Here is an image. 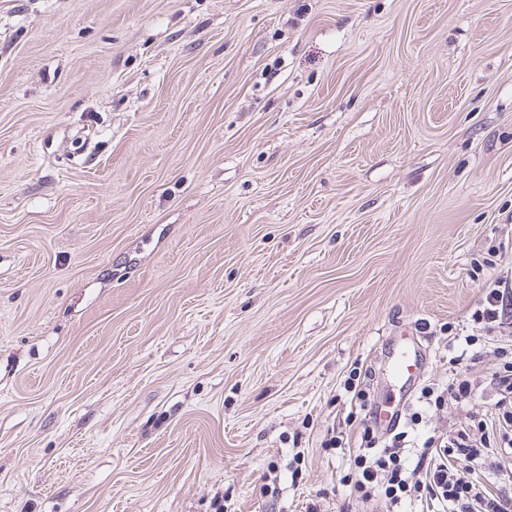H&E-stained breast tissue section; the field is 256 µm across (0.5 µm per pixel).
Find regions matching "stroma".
I'll use <instances>...</instances> for the list:
<instances>
[{
  "mask_svg": "<svg viewBox=\"0 0 512 512\" xmlns=\"http://www.w3.org/2000/svg\"><path fill=\"white\" fill-rule=\"evenodd\" d=\"M505 281L512 0H0V512H362L351 371Z\"/></svg>",
  "mask_w": 512,
  "mask_h": 512,
  "instance_id": "stroma-1",
  "label": "stroma"
}]
</instances>
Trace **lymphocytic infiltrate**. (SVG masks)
<instances>
[{
  "label": "lymphocytic infiltrate",
  "mask_w": 512,
  "mask_h": 512,
  "mask_svg": "<svg viewBox=\"0 0 512 512\" xmlns=\"http://www.w3.org/2000/svg\"><path fill=\"white\" fill-rule=\"evenodd\" d=\"M510 316L512 289L488 288L471 321L489 333ZM497 355L494 423L475 415L448 435L428 436L413 465L406 460L408 431L381 446L366 432L361 447L352 449L336 438L335 446L347 448L351 460L340 483L362 502L384 498L393 512L416 503L427 512H512V348Z\"/></svg>",
  "instance_id": "f902f5d3"
}]
</instances>
